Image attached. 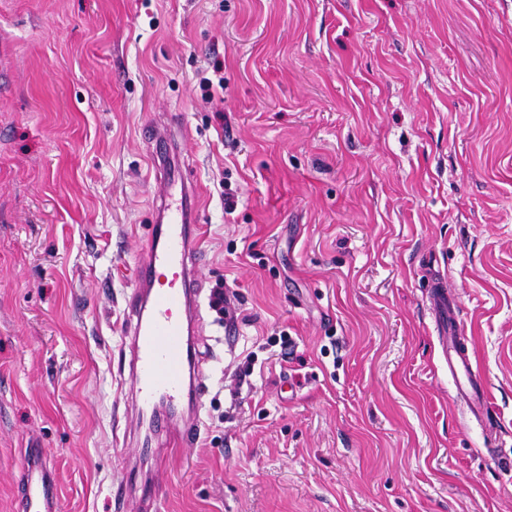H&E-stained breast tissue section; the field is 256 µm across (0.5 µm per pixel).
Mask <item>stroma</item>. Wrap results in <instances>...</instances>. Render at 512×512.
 <instances>
[{
	"label": "stroma",
	"instance_id": "1",
	"mask_svg": "<svg viewBox=\"0 0 512 512\" xmlns=\"http://www.w3.org/2000/svg\"><path fill=\"white\" fill-rule=\"evenodd\" d=\"M163 115L198 188L199 282L238 318L202 310L204 428L165 460L161 512H512V0H0V512L24 449L60 512H116L139 457L119 317ZM446 284L435 281L429 297L430 309L436 320L448 318V336H439L441 353L448 366V374L452 377L457 396L462 400L470 413L476 418L487 413L489 398L487 385L483 377L475 370L467 345L458 336L456 301L448 298Z\"/></svg>",
	"mask_w": 512,
	"mask_h": 512
}]
</instances>
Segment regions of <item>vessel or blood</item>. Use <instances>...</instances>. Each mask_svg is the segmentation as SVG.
Returning <instances> with one entry per match:
<instances>
[{"label":"vessel or blood","instance_id":"vessel-or-blood-1","mask_svg":"<svg viewBox=\"0 0 512 512\" xmlns=\"http://www.w3.org/2000/svg\"><path fill=\"white\" fill-rule=\"evenodd\" d=\"M153 167L163 185L161 222L154 225L136 261L124 329L130 338L127 370L134 379L132 395L144 429L140 445L155 457L154 473L159 476L162 461L174 449L199 440L206 390L200 369L203 356L193 338L200 322L196 270L203 259L200 218L192 204L196 190L176 166L157 157ZM429 302L436 318L448 320V332L439 343L457 396L473 416H482L489 407L487 385L458 336L456 302L445 283H434ZM22 486L23 512H59L54 480L38 449L28 454Z\"/></svg>","mask_w":512,"mask_h":512}]
</instances>
